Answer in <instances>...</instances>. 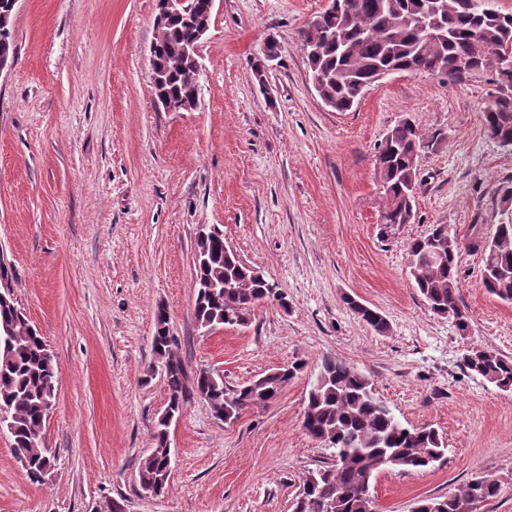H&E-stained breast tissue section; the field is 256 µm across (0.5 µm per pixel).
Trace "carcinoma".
I'll list each match as a JSON object with an SVG mask.
<instances>
[{
  "instance_id": "1",
  "label": "carcinoma",
  "mask_w": 512,
  "mask_h": 512,
  "mask_svg": "<svg viewBox=\"0 0 512 512\" xmlns=\"http://www.w3.org/2000/svg\"><path fill=\"white\" fill-rule=\"evenodd\" d=\"M190 11L172 14L157 29L152 72L162 76L160 90L175 100L198 94L191 80L192 65L181 48L195 41L194 18L211 19L210 0H189ZM438 17L445 35L437 41L422 27ZM512 47V13L486 6L485 0H336V11L319 13L301 31L300 44L310 76L326 77L323 97L336 112L358 103L379 69H402L453 79L466 73L494 72L498 91L484 113L485 131L502 147L512 149V61L500 62L483 54L478 39ZM264 62L256 75L265 76L266 63L280 57L277 41L266 44ZM424 138L407 118L393 127L379 146V176L387 198L383 224L393 230L414 217L417 159ZM193 288L194 317L204 328L243 325L254 306L270 301L263 273L233 252L224 250V231L211 227L196 238ZM459 244L446 224L432 225L423 238L409 242L410 273L415 287L436 314H449L460 335L470 331L469 317L460 307L457 255ZM484 266L503 271L483 277L487 291L512 301V224H498L483 246ZM231 288H223L222 281ZM350 310L382 335L389 330L385 317L352 298ZM153 351L164 366L168 390L166 411L178 416L192 397L203 398L215 412L232 421L253 403L274 401L304 364L295 362L276 373L236 388L224 379L200 372L190 375L175 355L168 316L155 315ZM465 367L502 391L512 390V359L484 346H471ZM58 372L46 340L31 327L17 302L0 301V408L11 422L8 430L14 454L28 477L42 479L44 467L55 457L46 448L43 425L56 397ZM303 428L313 439L334 449L332 463L308 472L294 512H375L372 483L388 471L422 472L441 462L446 448L437 430L405 426L379 398L372 381L342 359L321 358L316 381L307 398ZM167 417L157 419L153 448L139 462L141 486L169 481ZM501 481L479 474L446 496L419 500V512H468L497 497Z\"/></svg>"
}]
</instances>
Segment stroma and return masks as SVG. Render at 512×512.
I'll use <instances>...</instances> for the list:
<instances>
[{"label":"stroma","mask_w":512,"mask_h":512,"mask_svg":"<svg viewBox=\"0 0 512 512\" xmlns=\"http://www.w3.org/2000/svg\"><path fill=\"white\" fill-rule=\"evenodd\" d=\"M325 0H214L199 48L198 106L154 102L150 46L156 0H18L17 59L0 74V254L14 296L56 359L57 394L43 427L55 455L31 482L0 432V512H294L307 471L331 451L302 426L322 356L367 375L407 426L430 425L445 460L423 473L386 472L377 512H411L476 474L499 496L480 512H512V391L463 365L468 346L512 358V302L488 294L481 247L512 224L498 195L512 186V150L487 136L492 72L443 81L397 73L348 112L326 107L299 33ZM281 58L257 81L268 38ZM411 119L418 158L415 218L384 231L375 159ZM460 242L461 336L434 315L409 275L407 245L431 225ZM204 225L284 292L243 326L194 317V244ZM388 321L380 335L346 297ZM165 309L190 372L243 385L295 362L271 403L230 423L192 398L169 428L171 474L143 493L138 466L168 391L154 372L155 313Z\"/></svg>","instance_id":"obj_1"}]
</instances>
